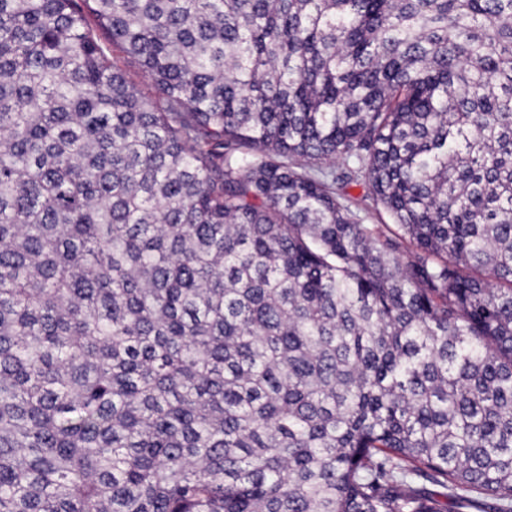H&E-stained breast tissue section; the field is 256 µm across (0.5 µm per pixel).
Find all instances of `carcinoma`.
<instances>
[{
	"mask_svg": "<svg viewBox=\"0 0 512 512\" xmlns=\"http://www.w3.org/2000/svg\"><path fill=\"white\" fill-rule=\"evenodd\" d=\"M0 512H512V0H0ZM112 49V48H111ZM112 58L120 66L129 81L134 83L147 98H153L154 89L150 82L144 77L141 69L132 59L128 58L120 49H112Z\"/></svg>",
	"mask_w": 512,
	"mask_h": 512,
	"instance_id": "obj_1",
	"label": "carcinoma"
}]
</instances>
